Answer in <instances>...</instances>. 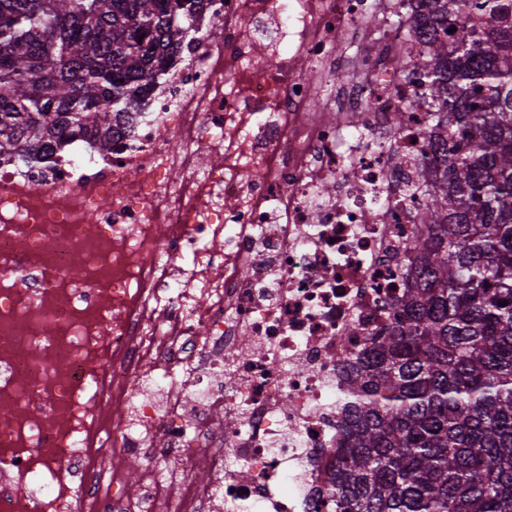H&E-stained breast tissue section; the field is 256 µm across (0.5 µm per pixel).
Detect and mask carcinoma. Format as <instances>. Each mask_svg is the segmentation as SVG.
I'll return each mask as SVG.
<instances>
[{
  "instance_id": "obj_1",
  "label": "carcinoma",
  "mask_w": 512,
  "mask_h": 512,
  "mask_svg": "<svg viewBox=\"0 0 512 512\" xmlns=\"http://www.w3.org/2000/svg\"><path fill=\"white\" fill-rule=\"evenodd\" d=\"M205 0H0V155L109 150ZM415 285L346 379L336 512H512V0H417ZM455 32H449V29Z\"/></svg>"
}]
</instances>
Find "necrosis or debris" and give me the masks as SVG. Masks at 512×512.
Masks as SVG:
<instances>
[{
	"label": "necrosis or debris",
	"mask_w": 512,
	"mask_h": 512,
	"mask_svg": "<svg viewBox=\"0 0 512 512\" xmlns=\"http://www.w3.org/2000/svg\"><path fill=\"white\" fill-rule=\"evenodd\" d=\"M414 22L209 0L223 40L183 42L115 151L0 156V512H334L342 366L390 327L425 232L429 106L390 63L423 55Z\"/></svg>",
	"instance_id": "obj_1"
}]
</instances>
